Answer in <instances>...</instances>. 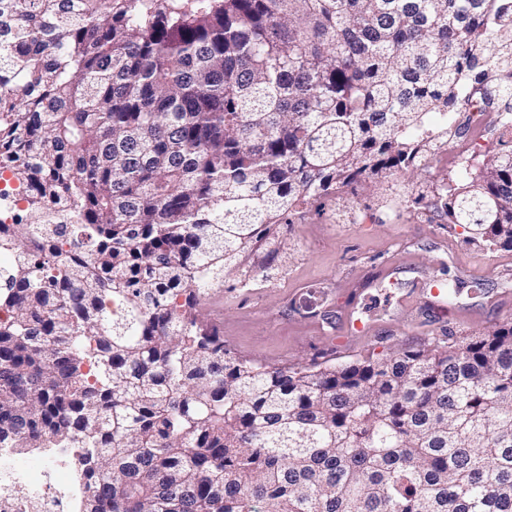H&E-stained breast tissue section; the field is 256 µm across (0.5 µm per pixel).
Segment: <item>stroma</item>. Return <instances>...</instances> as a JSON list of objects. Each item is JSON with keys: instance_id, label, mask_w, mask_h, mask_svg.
<instances>
[{"instance_id": "obj_1", "label": "stroma", "mask_w": 512, "mask_h": 512, "mask_svg": "<svg viewBox=\"0 0 512 512\" xmlns=\"http://www.w3.org/2000/svg\"><path fill=\"white\" fill-rule=\"evenodd\" d=\"M384 194L369 180L308 205L282 225L271 279L228 283L202 300L233 355L273 367L337 366L512 320V251L463 242L427 210L389 215ZM433 279L459 286L452 304L425 291ZM357 317L367 333L350 331Z\"/></svg>"}]
</instances>
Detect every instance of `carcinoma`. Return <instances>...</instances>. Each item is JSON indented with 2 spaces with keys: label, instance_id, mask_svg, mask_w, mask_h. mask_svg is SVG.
<instances>
[{
  "label": "carcinoma",
  "instance_id": "obj_1",
  "mask_svg": "<svg viewBox=\"0 0 512 512\" xmlns=\"http://www.w3.org/2000/svg\"><path fill=\"white\" fill-rule=\"evenodd\" d=\"M504 70L512 0H0V448L78 449L80 512H512V322L281 368L200 313L370 178L512 250V139L396 182ZM450 169L451 165L438 158L428 168L420 167L408 171L404 176L403 182L406 184V187L414 191L425 186L440 183L441 181L448 182V177L453 176L459 168L452 170V172Z\"/></svg>",
  "mask_w": 512,
  "mask_h": 512
}]
</instances>
